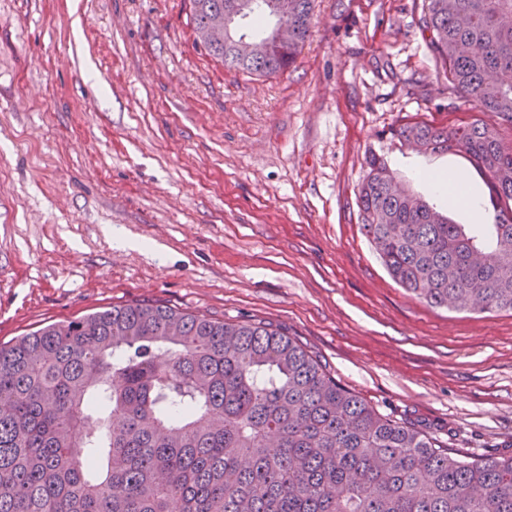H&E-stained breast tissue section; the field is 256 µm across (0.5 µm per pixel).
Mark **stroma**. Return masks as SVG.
I'll list each match as a JSON object with an SVG mask.
<instances>
[{
  "label": "stroma",
  "mask_w": 512,
  "mask_h": 512,
  "mask_svg": "<svg viewBox=\"0 0 512 512\" xmlns=\"http://www.w3.org/2000/svg\"><path fill=\"white\" fill-rule=\"evenodd\" d=\"M191 9L0 0V342L138 301L261 321L380 413L512 455V314L429 306L361 230L372 153L479 239L498 221L468 156L391 133L480 116L438 78L414 0H315L272 77L208 56ZM448 171L484 223L420 179Z\"/></svg>",
  "instance_id": "1"
}]
</instances>
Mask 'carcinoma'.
Wrapping results in <instances>:
<instances>
[{
    "label": "carcinoma",
    "instance_id": "carcinoma-1",
    "mask_svg": "<svg viewBox=\"0 0 512 512\" xmlns=\"http://www.w3.org/2000/svg\"><path fill=\"white\" fill-rule=\"evenodd\" d=\"M234 0H192L196 41L224 68L288 70L314 0L284 6L288 48L245 61L206 34ZM512 0H422L448 85L512 124ZM393 135L485 171L500 220L489 246L407 191L372 154L361 226L392 280L434 307L512 312V145L497 123L423 119ZM0 512H512V456L471 458L380 414L269 325L152 304L114 306L0 343Z\"/></svg>",
    "mask_w": 512,
    "mask_h": 512
}]
</instances>
